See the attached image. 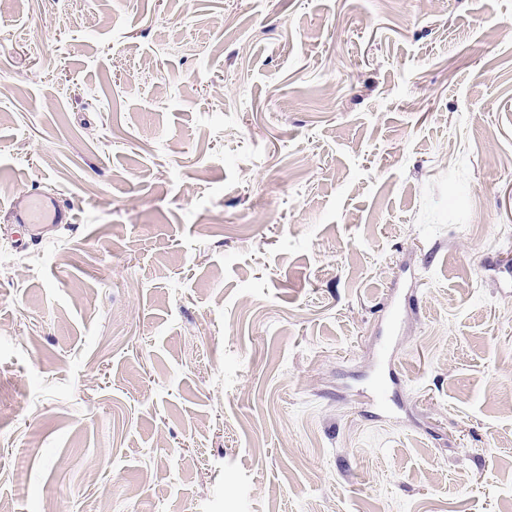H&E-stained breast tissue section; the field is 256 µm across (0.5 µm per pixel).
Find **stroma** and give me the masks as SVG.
I'll return each instance as SVG.
<instances>
[{
	"label": "stroma",
	"mask_w": 512,
	"mask_h": 512,
	"mask_svg": "<svg viewBox=\"0 0 512 512\" xmlns=\"http://www.w3.org/2000/svg\"><path fill=\"white\" fill-rule=\"evenodd\" d=\"M0 512H512V0H0ZM74 206L55 197L30 195L12 203L9 215L12 224H71Z\"/></svg>",
	"instance_id": "obj_1"
}]
</instances>
